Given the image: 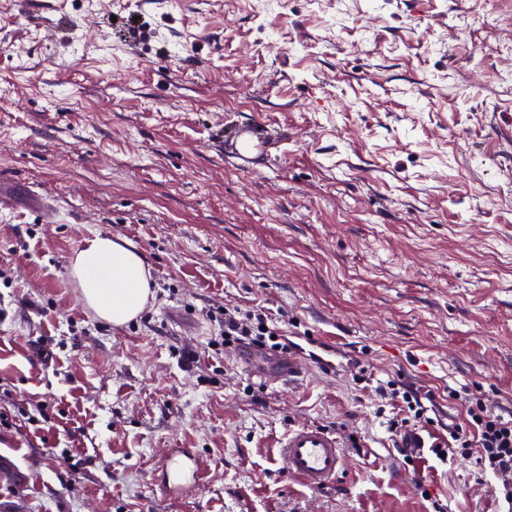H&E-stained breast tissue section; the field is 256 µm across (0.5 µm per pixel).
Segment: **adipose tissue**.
<instances>
[{
    "label": "adipose tissue",
    "mask_w": 512,
    "mask_h": 512,
    "mask_svg": "<svg viewBox=\"0 0 512 512\" xmlns=\"http://www.w3.org/2000/svg\"><path fill=\"white\" fill-rule=\"evenodd\" d=\"M69 269L85 307L115 326L137 317L154 297L145 257L130 243L108 235L86 237Z\"/></svg>",
    "instance_id": "1"
}]
</instances>
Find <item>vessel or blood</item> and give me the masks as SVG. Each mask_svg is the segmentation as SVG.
<instances>
[{"label":"vessel or blood","instance_id":"obj_1","mask_svg":"<svg viewBox=\"0 0 512 512\" xmlns=\"http://www.w3.org/2000/svg\"><path fill=\"white\" fill-rule=\"evenodd\" d=\"M226 138L236 165L246 172L255 170L270 149L267 133L258 124L234 125ZM274 363V368L263 371V378L290 381L303 369L293 354L275 358ZM280 455L287 473L315 492L334 487L345 468V454L335 433L308 424L289 430L280 444ZM157 471L160 488L171 495L197 492L209 474L208 467L190 448L169 449L160 458Z\"/></svg>","mask_w":512,"mask_h":512}]
</instances>
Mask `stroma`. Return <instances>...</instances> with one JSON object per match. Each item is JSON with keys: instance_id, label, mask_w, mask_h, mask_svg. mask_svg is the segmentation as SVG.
I'll return each instance as SVG.
<instances>
[{"instance_id": "35a3bbf8", "label": "stroma", "mask_w": 512, "mask_h": 512, "mask_svg": "<svg viewBox=\"0 0 512 512\" xmlns=\"http://www.w3.org/2000/svg\"><path fill=\"white\" fill-rule=\"evenodd\" d=\"M141 15L136 32L112 16ZM512 0H0V458L23 512H496L473 459L403 457L378 388L512 405ZM268 126L245 173L226 128ZM125 240L154 298L121 327L69 271ZM332 336L366 372L263 383L209 308ZM336 433L337 489L278 445ZM211 481L169 497L153 462ZM156 469L160 476L158 486L170 495L198 492L209 474V468L200 463L191 448H170Z\"/></svg>"}]
</instances>
